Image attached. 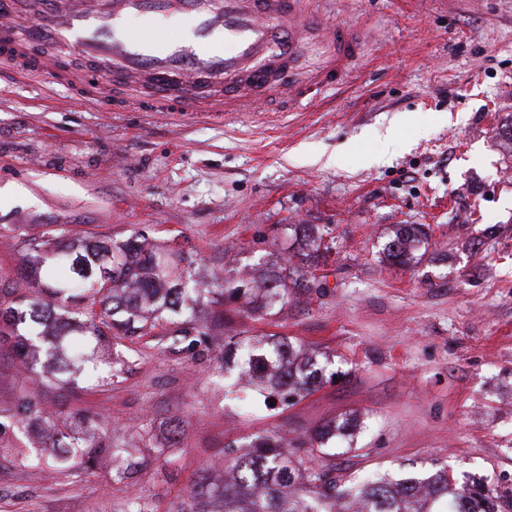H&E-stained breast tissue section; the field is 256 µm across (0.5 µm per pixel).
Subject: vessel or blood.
Returning a JSON list of instances; mask_svg holds the SVG:
<instances>
[{"label":"vessel or blood","instance_id":"1","mask_svg":"<svg viewBox=\"0 0 512 512\" xmlns=\"http://www.w3.org/2000/svg\"><path fill=\"white\" fill-rule=\"evenodd\" d=\"M0 58L35 77L50 76L72 94L80 73L61 50L98 65L121 87L113 110L257 112L274 97L301 104L338 84L362 41L346 24H328L310 0H0ZM179 20L166 40L153 25ZM139 29H132V21ZM316 52L314 71L282 70L283 61Z\"/></svg>","mask_w":512,"mask_h":512}]
</instances>
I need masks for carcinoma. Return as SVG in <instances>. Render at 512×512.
<instances>
[{"mask_svg": "<svg viewBox=\"0 0 512 512\" xmlns=\"http://www.w3.org/2000/svg\"><path fill=\"white\" fill-rule=\"evenodd\" d=\"M288 230L305 249L325 245L315 224H290ZM427 231L403 225L383 244L393 264L418 262L428 245ZM21 279L24 288L0 296V341H7L22 363L47 386L72 389L101 366L112 365V335L144 336L164 323L198 326L195 342L211 334L201 316L227 296L248 315L262 318L288 304L296 293L316 287L308 271L282 257L266 262L254 277L226 274L214 287L194 279L184 251L158 244L145 230L117 244L112 239L72 238L60 231L29 247ZM68 268L69 277L47 284L39 269L46 262ZM89 341L81 356L70 352L69 336ZM318 350H302L282 336L231 337L224 343L221 367L238 368L254 388L284 405L317 390L325 368ZM10 424L26 433L50 432L30 449L12 452L22 461L51 457L68 470L92 471L107 456H121L126 474L137 456L112 446V434L72 411L49 412L33 392L21 391L0 402V429ZM359 425L346 415L324 424L294 448L278 435L259 436L243 446H224V479L195 486L176 512H503L512 509V489L482 482L459 487L447 467L418 478H397L385 471L360 479L336 473L328 445L353 436Z\"/></svg>", "mask_w": 512, "mask_h": 512, "instance_id": "carcinoma-1", "label": "carcinoma"}]
</instances>
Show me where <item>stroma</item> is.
I'll return each instance as SVG.
<instances>
[{
    "instance_id": "stroma-1",
    "label": "stroma",
    "mask_w": 512,
    "mask_h": 512,
    "mask_svg": "<svg viewBox=\"0 0 512 512\" xmlns=\"http://www.w3.org/2000/svg\"><path fill=\"white\" fill-rule=\"evenodd\" d=\"M359 29L361 58L303 105L208 118L115 112L31 82L0 61V288L21 286L30 242L63 230L121 242L141 229L182 248L202 280L289 254L292 224L329 246L318 286L253 319L219 302L227 336L278 334L326 352L320 388L291 407L237 392L174 328L113 339L120 382L63 391L36 382L0 345V400L22 388L117 428L141 467L122 482L0 459V512H174L224 445L290 440L342 415L361 425L332 461L358 476L512 485V0H313ZM424 225L421 262L394 266L389 228ZM184 430L175 454L134 433Z\"/></svg>"
}]
</instances>
